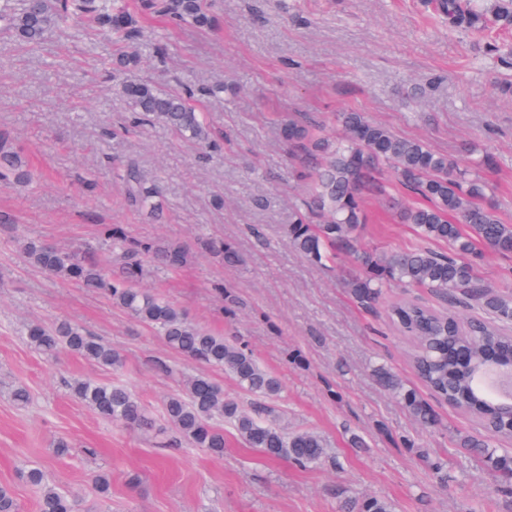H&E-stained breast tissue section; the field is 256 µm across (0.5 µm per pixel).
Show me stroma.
Masks as SVG:
<instances>
[{"mask_svg": "<svg viewBox=\"0 0 512 512\" xmlns=\"http://www.w3.org/2000/svg\"><path fill=\"white\" fill-rule=\"evenodd\" d=\"M215 12L209 32L150 21L135 46L140 78L166 88L223 85L199 101L218 143L207 153L160 127L124 130L127 105L105 68L118 51L112 35L65 27L33 50L0 47V132L33 174L26 189L0 183V214L9 218L0 224V485L12 487L21 512H39V493L22 477L33 466L71 492L80 512H339L344 492L388 498L397 512H512L496 474L456 444L481 432L477 421L436 400L439 423L423 428L373 376L386 366L420 384L414 343L389 324V304L413 300L461 319L472 309L396 285L364 308L344 286L354 258L326 270L296 254L283 227L305 186L278 135L288 114L304 112L338 138L333 113L356 110L462 166L491 152L485 177L512 224V98L496 88L512 82V70L486 50L512 47V31H449L439 0H215ZM128 158L158 184L162 220L126 206L113 166ZM367 208L361 249L418 244L378 200ZM107 227L188 247L182 268L146 262L139 287L251 350L282 381L281 421L321 434L337 464L298 470L229 431L218 458L161 423L164 399L198 365L100 293L39 271L17 249L23 238L79 246ZM211 238L234 242L242 263L225 268L203 247ZM227 290L239 307L226 309ZM36 320L81 326L122 352L121 368L69 352L45 357L22 336ZM85 377L122 381L158 419L156 431L127 429L75 399L69 384ZM21 385L31 394L24 407L11 397ZM355 435L365 447H351ZM60 439L67 454L54 448ZM101 471L112 476L105 498L93 484Z\"/></svg>", "mask_w": 512, "mask_h": 512, "instance_id": "obj_1", "label": "stroma"}]
</instances>
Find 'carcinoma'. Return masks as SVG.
I'll use <instances>...</instances> for the list:
<instances>
[{
    "label": "carcinoma",
    "mask_w": 512,
    "mask_h": 512,
    "mask_svg": "<svg viewBox=\"0 0 512 512\" xmlns=\"http://www.w3.org/2000/svg\"><path fill=\"white\" fill-rule=\"evenodd\" d=\"M440 11L448 27L471 34L483 32L490 21L512 28V0H495L490 16L475 0H441ZM145 18L204 30L216 23L211 0H24L20 8L12 0H0V35L33 47L53 30L78 22H90L128 44L144 36ZM139 67L140 58L129 51L110 62L129 110L128 123L134 127L163 125L202 148L216 147L207 114L198 108L196 98L214 96L222 87L163 91L136 78ZM335 119L344 130L338 140L318 134L316 124L299 115L280 126L283 142L308 179L307 195L295 220L284 227L288 242L316 265L333 264L342 253L354 255L360 269L346 278L345 286L351 298L365 307L376 304L382 289L392 284L430 288L447 296L459 294L475 303L478 314L465 322L411 300L391 304L387 317L400 333L416 340L413 363L423 385L437 399L478 419L486 429L484 435L463 437L460 445L503 478L512 473V448H494L490 437L511 441L512 429L501 421L494 400L477 392L473 366L495 353L512 350V295L480 282L467 260L478 256V245L502 256L512 255V225L499 217L484 178V171L494 165V157L486 153L472 167L461 168L425 141L401 137L362 112H339ZM115 176L124 186L131 207L154 219L160 217L158 188L148 181L138 163L120 165ZM0 181L18 187L31 182L27 160L2 137ZM391 183L406 190L412 201L395 202L389 192ZM370 197L391 203L399 223L412 225L421 245L388 252L358 250L359 233L367 221L364 201ZM105 237L113 241L107 267L88 261L90 245L62 249L27 238L19 242V248L31 266L103 292L113 306L154 329L184 359L223 369L254 398L256 406L244 410L236 400L224 396L208 374L201 372L188 379L184 394L166 400L164 417L191 447L223 456L224 426L228 425L246 447L297 468L333 461L320 435L307 430L290 432L280 425L271 403L281 392L282 383L240 342L190 322L164 296L134 287V281L143 274L141 255L150 253L159 265L176 268L188 261L183 243L163 240L142 246L110 229ZM433 243L446 245L448 250L436 251L431 248ZM205 247L226 266L242 261L237 247L227 240L207 242ZM24 338L48 356L64 349L105 368L115 370L122 364L117 350L69 323L51 328L30 324ZM376 378L422 425H435L433 407L416 388L384 366L376 370ZM70 390L105 419L143 431L152 428L146 407L119 382L78 379ZM25 477L40 489L39 512H78L76 500L44 470L32 468ZM339 508L340 512H396L393 501L382 497L348 496ZM0 512H20L14 492L6 485L0 486Z\"/></svg>",
    "instance_id": "1"
}]
</instances>
